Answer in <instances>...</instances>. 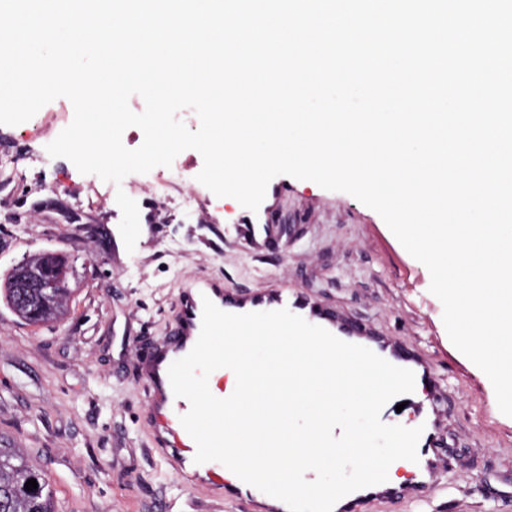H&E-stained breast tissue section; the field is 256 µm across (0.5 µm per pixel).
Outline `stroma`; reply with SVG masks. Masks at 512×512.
<instances>
[{"label":"stroma","instance_id":"obj_1","mask_svg":"<svg viewBox=\"0 0 512 512\" xmlns=\"http://www.w3.org/2000/svg\"><path fill=\"white\" fill-rule=\"evenodd\" d=\"M73 116L59 98L0 125V276L41 251L74 261L61 320L27 325L0 303V448L27 450L50 480L54 512H242L222 487L190 486L153 435L143 361L170 338L179 298L199 280L297 290L431 366L423 403L447 463L425 500L364 512H512V417L455 352L428 269L377 212L276 176L263 204L277 235L259 253L232 224L241 205L202 184L162 204L145 188L161 168L115 185L51 157L47 145ZM121 188L139 207L131 253L115 218Z\"/></svg>","mask_w":512,"mask_h":512}]
</instances>
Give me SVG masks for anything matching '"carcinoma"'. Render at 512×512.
<instances>
[{"label": "carcinoma", "mask_w": 512, "mask_h": 512, "mask_svg": "<svg viewBox=\"0 0 512 512\" xmlns=\"http://www.w3.org/2000/svg\"><path fill=\"white\" fill-rule=\"evenodd\" d=\"M11 312L29 325H43L56 320L64 313L69 293L48 292L40 304L25 307L18 304L17 289L10 280L0 286ZM34 479L38 487L25 489V483ZM52 490L46 474L30 464L16 448H0V512H53Z\"/></svg>", "instance_id": "cac0c4a2"}]
</instances>
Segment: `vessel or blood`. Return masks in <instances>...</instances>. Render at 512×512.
<instances>
[{
    "instance_id": "obj_1",
    "label": "vessel or blood",
    "mask_w": 512,
    "mask_h": 512,
    "mask_svg": "<svg viewBox=\"0 0 512 512\" xmlns=\"http://www.w3.org/2000/svg\"><path fill=\"white\" fill-rule=\"evenodd\" d=\"M234 226L242 231L248 244L257 248L269 244L273 238V225L262 222L259 214L251 211L242 213L235 220ZM209 297L219 309L228 313L242 314L286 308L307 322L324 327L333 335L356 343L369 339V333L362 323L338 321L315 302L285 288H265L236 294L214 285L210 288ZM202 299L198 293L189 292L182 296L178 324L173 336L163 346L152 349L144 365L155 418V431L181 465L193 464L197 446L180 422L181 416L188 412L190 405L186 399L175 397L168 378V368L172 362L187 355L199 337ZM374 346L382 358L409 365L421 383L428 385L433 382L432 369L420 362L407 347L380 340L375 341ZM433 429V420H426L417 446L419 480L398 488L385 482L361 488L338 500L335 512H363L371 503L381 501L392 504L403 496L424 498L434 475L441 467L440 458L432 450ZM187 478L194 485L206 483L223 486L230 500L248 505L258 504L259 512H289L285 503L250 485L240 481H225L224 466L219 462L203 463L200 471L188 473Z\"/></svg>"
}]
</instances>
